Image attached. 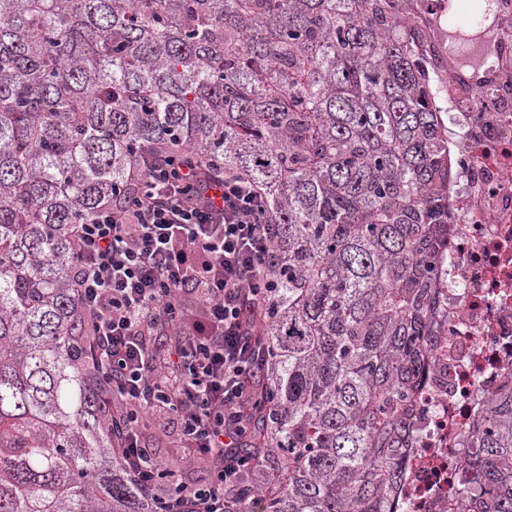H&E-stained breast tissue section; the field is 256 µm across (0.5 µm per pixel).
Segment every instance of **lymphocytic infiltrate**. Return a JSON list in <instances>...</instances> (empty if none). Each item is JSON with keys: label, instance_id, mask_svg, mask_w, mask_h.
Here are the masks:
<instances>
[{"label": "lymphocytic infiltrate", "instance_id": "f902f5d3", "mask_svg": "<svg viewBox=\"0 0 512 512\" xmlns=\"http://www.w3.org/2000/svg\"><path fill=\"white\" fill-rule=\"evenodd\" d=\"M198 171L186 150L140 156L130 192L72 227L91 381L151 512H224L225 490L252 465L239 448L267 390L257 316L274 290L276 228L245 179ZM163 415L205 479L160 466L144 430Z\"/></svg>", "mask_w": 512, "mask_h": 512}]
</instances>
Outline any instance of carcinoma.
<instances>
[{"label":"carcinoma","mask_w":512,"mask_h":512,"mask_svg":"<svg viewBox=\"0 0 512 512\" xmlns=\"http://www.w3.org/2000/svg\"><path fill=\"white\" fill-rule=\"evenodd\" d=\"M407 2L0 0V512H150L89 384L70 225L184 148L277 224L224 512H391L453 185ZM466 447L463 512H512V385Z\"/></svg>","instance_id":"obj_1"}]
</instances>
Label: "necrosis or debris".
<instances>
[{
  "mask_svg": "<svg viewBox=\"0 0 512 512\" xmlns=\"http://www.w3.org/2000/svg\"><path fill=\"white\" fill-rule=\"evenodd\" d=\"M480 62L448 44V0H421L412 20L448 118L454 185L450 235L437 260L441 317L412 410L396 512H461L465 441L512 382V0H480Z\"/></svg>",
  "mask_w": 512,
  "mask_h": 512,
  "instance_id": "1",
  "label": "necrosis or debris"
}]
</instances>
